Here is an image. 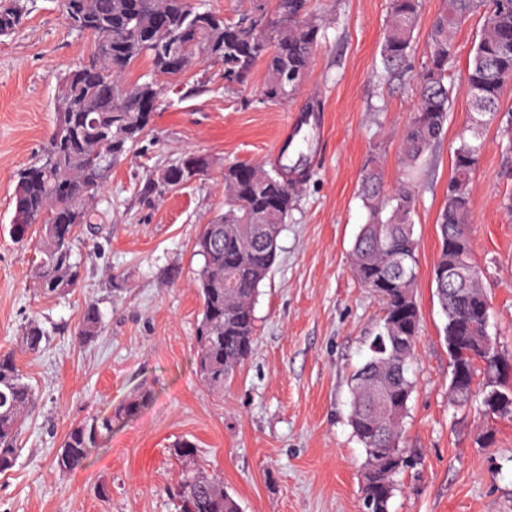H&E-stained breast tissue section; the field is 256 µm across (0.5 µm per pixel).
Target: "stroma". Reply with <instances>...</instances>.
Returning <instances> with one entry per match:
<instances>
[{"label":"stroma","mask_w":512,"mask_h":512,"mask_svg":"<svg viewBox=\"0 0 512 512\" xmlns=\"http://www.w3.org/2000/svg\"><path fill=\"white\" fill-rule=\"evenodd\" d=\"M325 30L308 78L284 106L261 102L263 67L226 86L219 63L164 80L163 107L112 175L74 245L78 287L39 293L36 241L9 235L14 176L49 133L57 75L93 49L72 32L56 0H34L15 33L0 37V352H16L37 394L14 466L0 473V512H176L167 489L181 466L176 442L222 474L241 512H360L366 454L348 422L350 377L368 354L382 305L351 271L350 253L367 209L358 195L365 164L378 159L387 190L407 178L400 140L417 97L414 74L427 56V32L443 0H424L409 72L387 79L379 44L390 0H312ZM481 14L459 28L448 68L454 87L443 141L415 176L414 236L421 311L410 376L403 446L409 459L395 481L391 512H512V420L462 411L448 400L445 318L435 294L436 224L453 149L469 111L463 85ZM315 110L307 128L302 182L280 235V252L255 304L252 357L223 392L196 372L202 318L194 249L202 224L224 207L223 172L235 162H268L281 126ZM502 125L485 133L472 176V257L491 302L488 332L512 359V169ZM211 158V170L164 195L145 186L183 153ZM103 329L81 344L75 332L87 303ZM39 319V352L20 350L22 326ZM145 400L113 421L103 445L81 467L59 472L54 458L75 424ZM108 486L109 498L98 495Z\"/></svg>","instance_id":"1"}]
</instances>
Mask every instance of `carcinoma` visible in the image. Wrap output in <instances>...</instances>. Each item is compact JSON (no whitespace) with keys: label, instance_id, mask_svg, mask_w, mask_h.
Masks as SVG:
<instances>
[{"label":"carcinoma","instance_id":"1","mask_svg":"<svg viewBox=\"0 0 512 512\" xmlns=\"http://www.w3.org/2000/svg\"><path fill=\"white\" fill-rule=\"evenodd\" d=\"M34 0L0 4V36L12 34L29 15ZM71 31L94 38L87 59L58 76L52 131L40 154L16 175L14 213L9 234L20 242L38 236L37 284L46 296H59L80 281L73 243L91 223L94 202L112 172V162L134 150L163 105L159 79L184 75L193 65L213 60L229 84L246 82L257 64L265 70L262 100L284 105L307 79L320 32L307 0H275L278 20L255 31L253 17L236 22L202 0H60ZM422 0H390L380 45L383 73L400 75L420 23ZM483 11L480 39L468 59L466 123L454 148V168L439 212L440 249L433 268L436 296L446 319L445 340L464 334L488 336L480 316L489 298L482 271L472 261L471 176L485 146V131L500 117L504 92L512 85V0H444L428 33V57L416 74L418 103L401 137V158L418 173L426 154L443 139L452 88L448 64L455 53L453 34L474 13ZM183 37L187 52L178 61L160 55L156 41L165 32ZM146 58L150 69L130 81L127 72ZM206 173L208 157L187 152L165 166L148 191L162 195L182 185L187 160ZM300 183L288 169L268 170L261 163L224 167V210L203 225L195 241L203 258L195 273L202 304L195 363L207 389L224 391L253 352L255 304L259 287L279 255V236ZM359 194L368 211L351 251V264L363 283L380 285L382 323L368 344L369 356L350 378L349 423L367 460L360 488L362 512H390L395 478L408 465L401 448L408 402L414 388L409 368L414 357L420 311L414 296L417 242L412 216L417 193L404 183L387 193L376 161L365 165ZM457 281L448 282V270ZM102 329L93 303L84 307L76 335L87 342ZM21 345L37 352L46 331L35 320L22 329ZM451 376L448 400L459 408L473 401L487 415L512 419V389L488 361L478 364L448 350ZM36 401L15 356L0 354V472L13 467L18 442ZM133 398L116 415L94 417L73 426L55 456L62 472L83 465L112 430V418L133 414ZM182 468L169 497L177 512H240L224 490V479L197 461L196 446L182 440L169 449Z\"/></svg>","mask_w":512,"mask_h":512}]
</instances>
